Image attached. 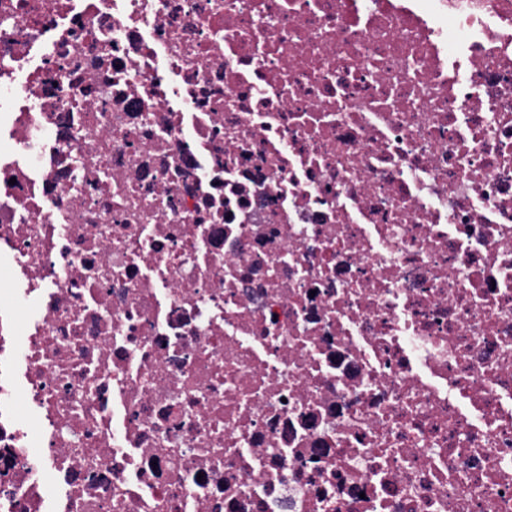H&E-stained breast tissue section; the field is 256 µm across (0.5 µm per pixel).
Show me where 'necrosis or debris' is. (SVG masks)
Wrapping results in <instances>:
<instances>
[{
  "label": "necrosis or debris",
  "instance_id": "necrosis-or-debris-1",
  "mask_svg": "<svg viewBox=\"0 0 512 512\" xmlns=\"http://www.w3.org/2000/svg\"><path fill=\"white\" fill-rule=\"evenodd\" d=\"M0 512H512V0H0Z\"/></svg>",
  "mask_w": 512,
  "mask_h": 512
}]
</instances>
